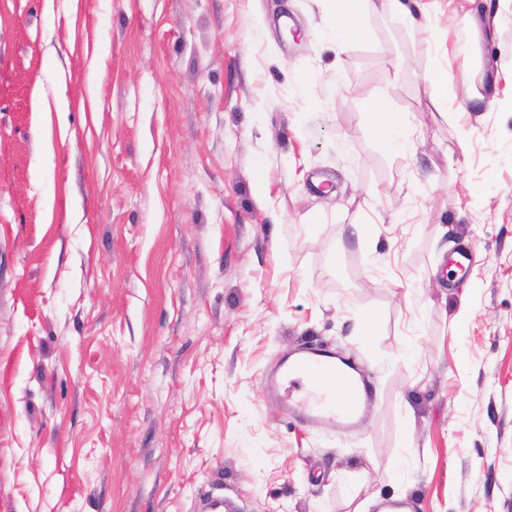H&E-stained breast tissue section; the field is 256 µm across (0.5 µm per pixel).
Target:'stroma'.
<instances>
[{
	"label": "stroma",
	"mask_w": 512,
	"mask_h": 512,
	"mask_svg": "<svg viewBox=\"0 0 512 512\" xmlns=\"http://www.w3.org/2000/svg\"><path fill=\"white\" fill-rule=\"evenodd\" d=\"M426 2L337 52L321 0H0V512H512V112L424 81L451 31L453 93L511 68L512 0L477 66ZM316 346L360 427L264 384ZM365 110L371 117L373 132L390 151L405 153L410 149L408 113L394 112L386 102L377 98L369 99Z\"/></svg>",
	"instance_id": "stroma-1"
}]
</instances>
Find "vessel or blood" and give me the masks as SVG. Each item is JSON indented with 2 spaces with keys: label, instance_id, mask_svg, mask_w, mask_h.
Segmentation results:
<instances>
[{
  "label": "vessel or blood",
  "instance_id": "b4317fda",
  "mask_svg": "<svg viewBox=\"0 0 512 512\" xmlns=\"http://www.w3.org/2000/svg\"><path fill=\"white\" fill-rule=\"evenodd\" d=\"M334 378L344 387L347 397L337 400L333 391L326 388V379ZM288 382L293 388L303 387L304 396L286 395L288 410L304 423L316 426L335 424L345 429L360 425L365 419L371 393L361 375L347 362L321 349L300 351L288 357L267 379L269 386Z\"/></svg>",
  "mask_w": 512,
  "mask_h": 512
}]
</instances>
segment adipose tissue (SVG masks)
Wrapping results in <instances>:
<instances>
[{
  "instance_id": "1",
  "label": "adipose tissue",
  "mask_w": 512,
  "mask_h": 512,
  "mask_svg": "<svg viewBox=\"0 0 512 512\" xmlns=\"http://www.w3.org/2000/svg\"><path fill=\"white\" fill-rule=\"evenodd\" d=\"M327 3L326 20L319 37L335 50L344 51L362 36L361 16L397 11L409 18L415 8L421 7L422 0H327ZM365 110L371 117L373 132L390 151L409 150L410 117L407 113L393 111L377 98L369 99Z\"/></svg>"
}]
</instances>
